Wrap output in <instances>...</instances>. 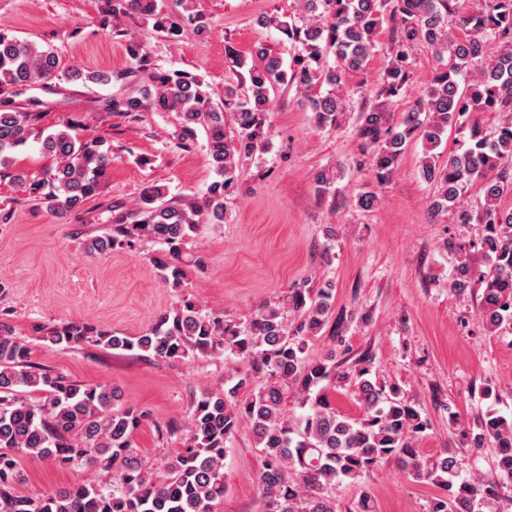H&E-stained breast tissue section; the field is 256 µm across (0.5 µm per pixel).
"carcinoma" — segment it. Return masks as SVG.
<instances>
[{
    "instance_id": "1",
    "label": "carcinoma",
    "mask_w": 512,
    "mask_h": 512,
    "mask_svg": "<svg viewBox=\"0 0 512 512\" xmlns=\"http://www.w3.org/2000/svg\"><path fill=\"white\" fill-rule=\"evenodd\" d=\"M182 13L164 12V0H115L112 15L137 13L153 27L176 38L182 23L198 34L207 32L203 17L192 10V0H176ZM302 25L274 16L263 21L303 46V53L284 64L282 58L260 46L256 60H246L233 48V66L247 68L239 85L224 86L222 105L212 104L205 83L196 75L173 70L156 73L138 94L111 101L114 112L155 109L177 113L185 134L203 129L207 156L218 180L201 199L185 205L166 200L167 189L153 185L130 216L118 220L112 234L87 240L89 254L120 248L130 238L164 245L153 263L165 283L178 287L182 249L203 218L224 222V198L239 183L236 156L250 153L263 142L268 126L271 94L292 85L301 105L314 114L318 126L337 127L344 98L336 89L349 73L360 71L377 47L376 32L390 18L395 36L387 48L388 64L380 76L381 94L400 97L409 81L410 52L429 46L436 57L430 85L403 119L395 122L388 106L359 112L357 135L368 153L377 186L388 183L410 143L425 146L421 175L438 185L432 204L436 213L458 209L459 221L472 214L460 206L464 194L481 183L484 224L477 250L486 269L477 270L466 248L447 241L455 256L450 290L459 296L481 291L483 327L495 332L512 326V211L504 213L498 200L512 187L501 171L491 172L512 159V0H480L479 7L460 13L458 0H299ZM456 16L464 37L448 38L446 22ZM498 44L496 53L487 51ZM336 65L324 64L327 53ZM129 69L120 79L135 76L145 65L146 51L134 37L127 41ZM58 55L0 31V169L15 164L12 153L31 137L37 113L7 105L9 98L31 86L56 79L61 73ZM327 92H321L322 87ZM482 112L501 115L495 134L483 132L477 120ZM231 115L237 141L227 139L225 116ZM468 133V145L439 159L434 150L450 130ZM41 153L54 160L44 177L29 181L16 173L19 189L47 209L66 213L98 194L112 168V150L97 138H83L67 123L37 137ZM320 192L329 191L336 174L321 169L314 175ZM335 285L306 281L291 289L281 304H267L245 330L220 316H203L190 299L160 315L139 336H119L90 325L69 322L51 331L45 341L64 349L85 342L112 350L141 351L156 359L181 358L189 352L222 354L237 364L225 379L224 392H204L181 425L184 446L161 464V473L147 468L131 448L130 438L146 413L130 407L117 409L118 392L102 384L74 381L51 373L32 361L31 346L12 327L0 321V512H216L224 501L226 444L240 428H250L264 457L259 476L263 512H338L336 490L343 483H360L390 460L411 478L439 489L428 512H503L507 482L512 481V418L485 414L477 429L466 434L470 449L478 451L491 440L496 448L497 478L462 476L454 456L425 459L419 442L431 430L429 418L415 408L400 385L379 381L369 367L340 370L329 355L308 360V342L321 331L331 313ZM294 315L287 321L282 310ZM257 384L248 397L239 392ZM300 388V413L286 412L288 387ZM351 388L361 416L336 410L329 391ZM29 393L39 400L25 398ZM48 459L61 467L120 465L112 484L99 487L74 483L41 498L18 494L15 485L24 459Z\"/></svg>"
}]
</instances>
